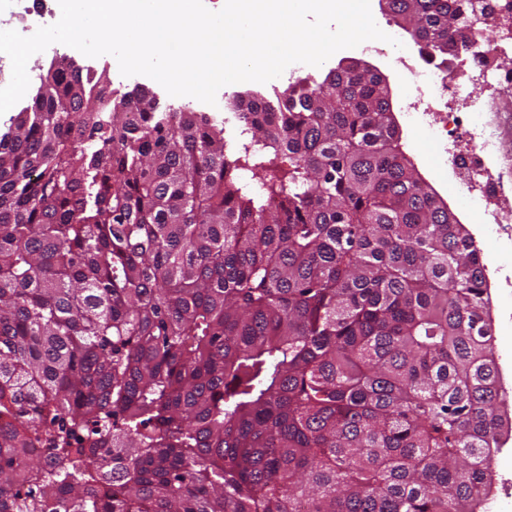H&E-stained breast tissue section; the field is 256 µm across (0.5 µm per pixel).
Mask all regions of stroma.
I'll return each instance as SVG.
<instances>
[{
	"label": "stroma",
	"mask_w": 512,
	"mask_h": 512,
	"mask_svg": "<svg viewBox=\"0 0 512 512\" xmlns=\"http://www.w3.org/2000/svg\"><path fill=\"white\" fill-rule=\"evenodd\" d=\"M350 60L363 61L390 77L393 117L399 128L401 148L426 182L468 228L481 248L484 262L489 268L490 317L495 345L512 351V288L501 287L498 280L499 273L512 274V242L490 233L486 224L481 223L471 212L465 200L466 188L461 177L446 160L444 143L428 127L427 117L406 110L404 99L407 85L394 80L391 57L379 56L356 47L340 50L328 60L326 67L331 70L339 62ZM498 67L499 84L492 89L476 87L475 93L486 102L485 120L499 142V151L488 160L487 167L492 181L500 190L495 201L496 208L503 218L508 219L512 217V51L499 57ZM318 73V68L296 63L287 67L279 78L265 84L241 82L227 85L223 98L218 99L216 106L204 103L200 109L206 112L213 108L222 115L230 116L234 113L232 100L235 95L258 93L271 98L282 92L290 82Z\"/></svg>",
	"instance_id": "1"
}]
</instances>
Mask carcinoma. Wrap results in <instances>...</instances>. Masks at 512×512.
Masks as SVG:
<instances>
[{"label": "carcinoma", "mask_w": 512, "mask_h": 512, "mask_svg": "<svg viewBox=\"0 0 512 512\" xmlns=\"http://www.w3.org/2000/svg\"><path fill=\"white\" fill-rule=\"evenodd\" d=\"M453 73L494 11L386 0ZM51 65L0 137V512H480L504 423L482 255L379 71L241 131Z\"/></svg>", "instance_id": "1"}]
</instances>
